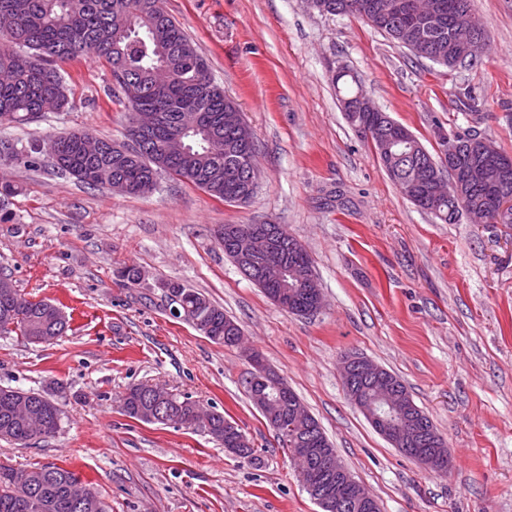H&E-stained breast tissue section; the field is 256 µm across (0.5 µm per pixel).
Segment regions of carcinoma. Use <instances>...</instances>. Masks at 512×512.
<instances>
[{
    "label": "carcinoma",
    "instance_id": "carcinoma-1",
    "mask_svg": "<svg viewBox=\"0 0 512 512\" xmlns=\"http://www.w3.org/2000/svg\"><path fill=\"white\" fill-rule=\"evenodd\" d=\"M380 0H311L313 8L330 15H354L400 46L415 52L413 41L426 45L433 63L450 70L472 66L468 56L470 36L450 26L446 5H473V0H435L445 5L442 13L424 27H415L410 9L415 0H393L398 4L391 17L392 29L375 24ZM126 8L137 12V30L125 32L116 25L117 14ZM8 13L15 21L8 43H0V72H10L11 79L0 81V119L9 123H28L40 115L42 104L57 99L60 107L68 104L67 89L57 61L64 62L86 53L107 61L112 78L124 91L132 107L154 109L165 115V125L139 142V151L131 155L112 152V141L99 139L104 147L88 154L80 146L82 132H68L53 139L55 156L52 166L88 186H105L122 182L127 193H147L157 176L168 174L193 184L210 195L227 202H238L252 175L251 156L257 143L238 146L228 126L217 131L224 138V153L206 154L201 143L191 153L176 160L160 162L156 146L171 130L179 127L183 112H200L210 118L224 117L238 111L237 104L211 78L209 66L188 40L177 23L165 13L160 0H0V14ZM335 83L345 85L339 101L348 120L363 133L371 135L374 148L379 140L406 139L391 156H380L383 168L404 195L420 210L442 224H454L461 215L460 204L446 196L431 195L430 183L447 172L440 161L419 142L404 125L391 128L382 123L380 113L355 114L350 107L364 90L345 67L334 75ZM166 301H174L181 314L202 319L211 326L210 340L226 347L233 343L225 338L224 324L230 320L224 310L205 295L177 281L161 283ZM54 307L46 300H30L15 313V328H0V334L15 333L26 337L38 331L55 341L70 330L69 321H54L48 311ZM132 398L122 397V411L132 419L151 422L154 403L148 384L127 388ZM174 418L178 428L202 429L224 447H230L225 428L233 422L224 414L212 412L199 418L195 402L173 395ZM22 401L25 408L5 412L8 401ZM63 411L55 394L35 392L10 386L0 387V440L26 447L40 440L32 425L41 421L47 426L44 437H54L61 428ZM85 493L80 507L64 508L69 488ZM0 512H107L100 493L81 482L76 473L56 463L16 469L0 463Z\"/></svg>",
    "mask_w": 512,
    "mask_h": 512
}]
</instances>
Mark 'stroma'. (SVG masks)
Returning a JSON list of instances; mask_svg holds the SVG:
<instances>
[{"instance_id":"stroma-1","label":"stroma","mask_w":512,"mask_h":512,"mask_svg":"<svg viewBox=\"0 0 512 512\" xmlns=\"http://www.w3.org/2000/svg\"><path fill=\"white\" fill-rule=\"evenodd\" d=\"M237 103L257 141V188L228 203L169 176L143 195L89 188L47 156L1 162L14 184L0 222V267L33 299L72 317L50 345L0 336V386L58 387L55 437L0 442L17 469L61 463L109 512H321L254 405L258 352L319 421L381 512H512V224H438L388 177L352 125L331 75L347 67L381 110L431 153L433 121L474 129L512 156V0H474L488 40L481 62L448 70L417 59L360 18L304 0H161ZM69 104L0 124V144L84 131L125 141L129 113L109 65L60 64ZM284 225L308 250L325 304L278 307L225 256V224ZM125 266L143 272L129 288ZM167 280L198 289L244 333L228 348L173 315ZM357 354L398 376L453 457L438 474L403 455L347 399L339 361ZM149 382L235 421L248 460L207 432L144 423L120 399Z\"/></svg>"}]
</instances>
